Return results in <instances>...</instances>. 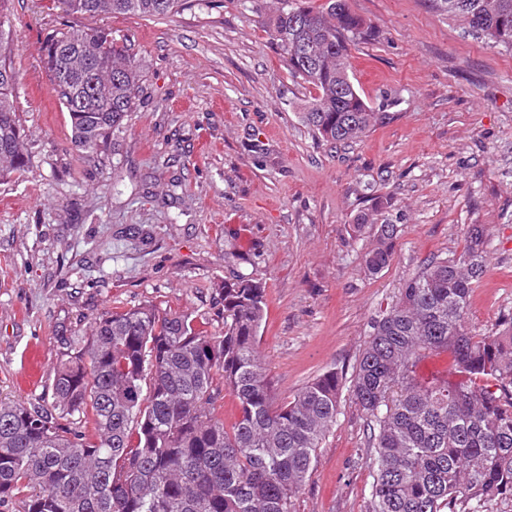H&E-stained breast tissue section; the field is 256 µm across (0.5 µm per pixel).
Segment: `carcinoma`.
I'll use <instances>...</instances> for the list:
<instances>
[{"label": "carcinoma", "instance_id": "1", "mask_svg": "<svg viewBox=\"0 0 512 512\" xmlns=\"http://www.w3.org/2000/svg\"><path fill=\"white\" fill-rule=\"evenodd\" d=\"M180 0H58L69 14L171 13ZM265 19L288 73L315 94L301 122L326 143H346L391 119L356 89L351 47L377 32L347 0H281ZM473 35L512 51V0H436ZM11 30L0 26V71ZM51 89L85 154L107 149L139 93V64L105 29L58 32L43 48ZM0 82V177L28 167L14 105ZM379 207L358 213L353 234L373 246L366 271L394 259L398 225ZM488 234L468 228L458 255L436 257L405 278L395 303L370 325L350 385L329 370L275 408L256 350L265 288L224 284V331L141 304L99 317L64 339L52 402L0 401V507L14 512H294L293 498L336 423L342 393L366 415L375 474L369 512H493L512 501V321L474 334L468 310L487 270ZM448 353V377L419 376ZM238 399L232 430L217 417L222 390Z\"/></svg>", "mask_w": 512, "mask_h": 512}]
</instances>
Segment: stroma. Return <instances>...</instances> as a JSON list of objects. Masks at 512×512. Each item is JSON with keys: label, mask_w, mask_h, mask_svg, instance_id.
Here are the masks:
<instances>
[{"label": "stroma", "mask_w": 512, "mask_h": 512, "mask_svg": "<svg viewBox=\"0 0 512 512\" xmlns=\"http://www.w3.org/2000/svg\"><path fill=\"white\" fill-rule=\"evenodd\" d=\"M379 33L350 53L374 111L392 118L331 148L300 121L310 87L263 21L280 0H187L162 18L66 13L12 0L16 117L30 164L0 179V399L50 395L61 337L150 302L224 329V282L265 289L257 343L274 405L331 369L351 377L370 323L403 279L489 234L468 315L512 316V51L473 37L432 0H348ZM111 31L139 62L136 108L114 152L80 153L42 62L58 31ZM387 203L395 258L368 275L361 210ZM374 450L343 398L294 512H368Z\"/></svg>", "instance_id": "35a3bbf8"}]
</instances>
